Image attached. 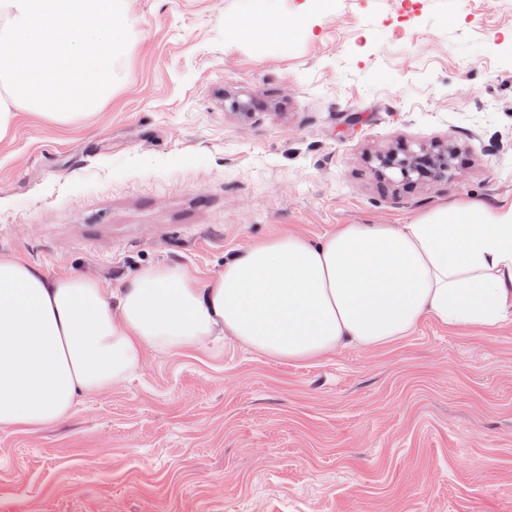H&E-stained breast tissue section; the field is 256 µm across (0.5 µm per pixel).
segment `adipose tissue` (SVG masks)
<instances>
[{
    "label": "adipose tissue",
    "mask_w": 512,
    "mask_h": 512,
    "mask_svg": "<svg viewBox=\"0 0 512 512\" xmlns=\"http://www.w3.org/2000/svg\"><path fill=\"white\" fill-rule=\"evenodd\" d=\"M512 317V203L451 204L410 224H344L322 242L255 243L200 282L149 265L114 291L0 254V428L38 430L140 366L146 348L231 336L278 360L373 348L424 319L490 328Z\"/></svg>",
    "instance_id": "adipose-tissue-1"
}]
</instances>
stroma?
I'll use <instances>...</instances> for the list:
<instances>
[{"label":"stroma","instance_id":"stroma-1","mask_svg":"<svg viewBox=\"0 0 512 512\" xmlns=\"http://www.w3.org/2000/svg\"><path fill=\"white\" fill-rule=\"evenodd\" d=\"M125 7L105 105L21 109L0 140L1 254L113 290L155 264L206 280L288 232L512 203V0ZM446 139L444 179L377 161ZM0 512H512V318L304 362L228 336L147 350L61 424L0 430Z\"/></svg>","mask_w":512,"mask_h":512}]
</instances>
